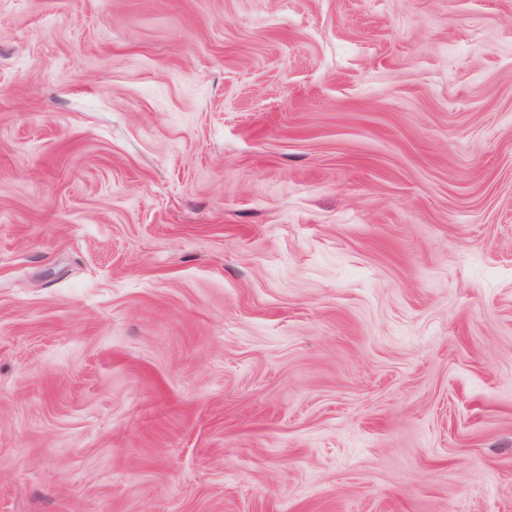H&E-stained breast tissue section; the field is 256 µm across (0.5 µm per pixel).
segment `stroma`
<instances>
[{"label": "stroma", "instance_id": "1", "mask_svg": "<svg viewBox=\"0 0 512 512\" xmlns=\"http://www.w3.org/2000/svg\"><path fill=\"white\" fill-rule=\"evenodd\" d=\"M0 512H512V0H0Z\"/></svg>", "mask_w": 512, "mask_h": 512}]
</instances>
